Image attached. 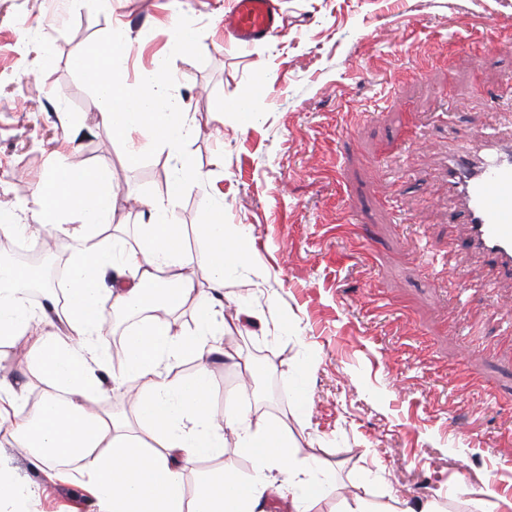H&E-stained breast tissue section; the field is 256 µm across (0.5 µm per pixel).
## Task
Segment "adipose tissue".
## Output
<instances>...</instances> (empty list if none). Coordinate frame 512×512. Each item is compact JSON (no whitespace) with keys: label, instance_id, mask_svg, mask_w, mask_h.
Returning a JSON list of instances; mask_svg holds the SVG:
<instances>
[{"label":"adipose tissue","instance_id":"ef3b65f1","mask_svg":"<svg viewBox=\"0 0 512 512\" xmlns=\"http://www.w3.org/2000/svg\"><path fill=\"white\" fill-rule=\"evenodd\" d=\"M126 53V43L112 39L79 62L100 92V123L124 141L143 133L176 160L178 173L164 195L148 200L150 221L138 225L134 247L101 234L110 224L114 202L108 169L75 172L60 164L37 188L39 230L71 249L69 275L58 283L69 333L40 332L42 315L22 298L25 277L18 266L1 261L0 346L28 338L27 357L51 392L30 415L18 404L16 385L0 376V433L20 442L35 459L81 461L104 512H255L268 492L287 499L289 512H318L333 484L324 471L295 458L287 430L251 418L254 392L239 389L236 411L224 418L213 412L207 359L224 337L218 311L224 274L229 262L247 257L249 235L226 225L224 210L217 207L196 228L197 249L185 247L183 227L169 213L187 181L205 179L183 151L195 121L179 102L160 101L168 60L141 72L131 84L120 65ZM199 274L209 281L210 291L197 289ZM189 301L196 328L174 331L170 316ZM113 312L138 314L142 320L112 360L101 340ZM183 358L197 360L198 369L177 385L168 370ZM128 379L142 383L137 435L103 405L108 385ZM228 432L251 456V473L213 472L194 498H186L183 462L223 456Z\"/></svg>","mask_w":512,"mask_h":512}]
</instances>
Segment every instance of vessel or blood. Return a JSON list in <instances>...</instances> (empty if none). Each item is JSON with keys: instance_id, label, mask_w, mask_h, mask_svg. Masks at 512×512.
I'll use <instances>...</instances> for the list:
<instances>
[{"instance_id": "obj_1", "label": "vessel or blood", "mask_w": 512, "mask_h": 512, "mask_svg": "<svg viewBox=\"0 0 512 512\" xmlns=\"http://www.w3.org/2000/svg\"><path fill=\"white\" fill-rule=\"evenodd\" d=\"M224 29L239 43L276 36L279 12L272 0H233ZM452 223L466 227L467 246L512 274V140L492 134L454 137L448 145Z\"/></svg>"}]
</instances>
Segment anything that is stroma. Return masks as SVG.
Listing matches in <instances>:
<instances>
[{
	"mask_svg": "<svg viewBox=\"0 0 512 512\" xmlns=\"http://www.w3.org/2000/svg\"><path fill=\"white\" fill-rule=\"evenodd\" d=\"M231 5L0 0V219L36 223L54 163L104 167L125 186L111 223L137 245L140 200L165 193L176 163L141 134L129 163L74 61L116 35L129 80L172 57L166 89L197 126L184 151L207 175L173 221L194 227L220 205L251 235L224 280L225 312L247 314L210 358L216 416L245 364L269 374L252 415L335 473L319 512L356 495L445 512L512 497V276L463 246L445 175L451 137L512 135V105L491 96L512 83V52L472 46L512 39V0H276L281 34L250 45L224 34ZM177 25L196 40L185 60L172 56ZM0 463L26 491L22 512H101L84 475L58 481L3 436ZM221 466L252 469L234 436L222 457L185 463L184 488Z\"/></svg>",
	"mask_w": 512,
	"mask_h": 512,
	"instance_id": "35a3bbf8",
	"label": "stroma"
}]
</instances>
